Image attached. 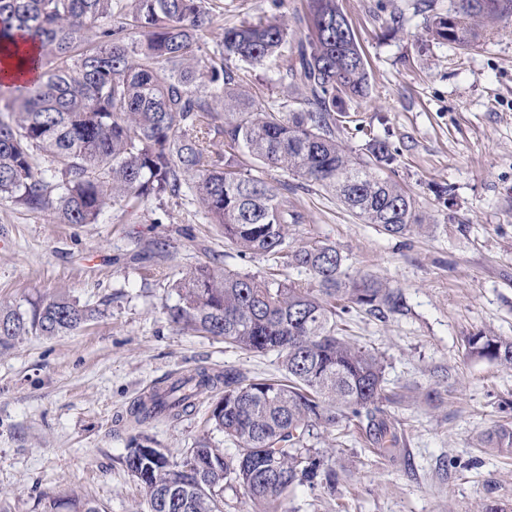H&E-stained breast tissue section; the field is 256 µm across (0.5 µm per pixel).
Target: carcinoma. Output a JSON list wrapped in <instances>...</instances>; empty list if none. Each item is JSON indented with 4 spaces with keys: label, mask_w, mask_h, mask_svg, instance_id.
Here are the masks:
<instances>
[{
    "label": "carcinoma",
    "mask_w": 512,
    "mask_h": 512,
    "mask_svg": "<svg viewBox=\"0 0 512 512\" xmlns=\"http://www.w3.org/2000/svg\"><path fill=\"white\" fill-rule=\"evenodd\" d=\"M509 18L512 0H458L434 18L431 36L464 48L482 21ZM296 23L304 36L291 52L288 23L260 16L224 27L204 55L201 35L213 25L208 0H0V46L17 54L22 38L38 44L40 69L39 81L0 90V201L51 210L63 224H93L110 204L136 208L188 192L241 251L310 275L306 284H276L203 267L175 284L171 323L250 352L274 351L284 377L249 380L232 368L200 367L131 407L139 424L178 419L222 387L210 420L241 449L228 459L199 441L179 462L165 455L150 463L127 449L126 467L150 512H223L228 479L258 512H283L294 490L320 474L323 456L310 445L320 427L353 423L381 452L399 444L383 408L381 359L339 335L336 301L344 312H396L402 295L369 278L346 282L334 246L285 251L288 225L302 215L232 154L317 184L388 235L431 229L416 199L376 174L393 160L386 142L373 141L360 158L337 141L336 108L363 100L370 87L337 0H307ZM267 63L299 97L260 103L239 87L241 66ZM217 140L224 150L213 149ZM43 157L55 165L50 178ZM91 316L63 296L26 311L0 305V348L32 332L76 330ZM466 343L469 356L512 367L511 338L477 333ZM483 444L512 454V428L488 431Z\"/></svg>",
    "instance_id": "obj_1"
}]
</instances>
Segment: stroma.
<instances>
[{
  "label": "stroma",
  "instance_id": "obj_1",
  "mask_svg": "<svg viewBox=\"0 0 512 512\" xmlns=\"http://www.w3.org/2000/svg\"><path fill=\"white\" fill-rule=\"evenodd\" d=\"M215 29L264 15L295 19L307 0H211ZM368 61L370 94L336 115L352 154L370 139L395 156L383 175L412 193L434 225L392 237L356 218L319 186L266 168L301 211L290 248L336 247L347 277L398 289L400 313L346 314L347 333L385 360L387 404L400 442L394 455L363 436L319 429L312 441L339 482L296 489L287 512H512V455L480 447L512 427V369L469 357L468 336L512 338V18L488 24L467 48L434 40V16L456 0H338ZM203 39L204 51L216 42ZM256 101L282 98L274 65L241 72ZM263 277L266 257L244 255L208 222L192 196L104 209L94 224H57L0 202V304L63 294L94 309L80 328L31 334L0 349V506L53 512L78 494L103 512H149L124 464L130 448L181 457L198 440L225 456L239 449L208 423L213 395L177 420L131 422L129 409L158 381L199 366L279 378L274 352L252 353L179 330L167 308L174 285L199 267Z\"/></svg>",
  "mask_w": 512,
  "mask_h": 512
}]
</instances>
